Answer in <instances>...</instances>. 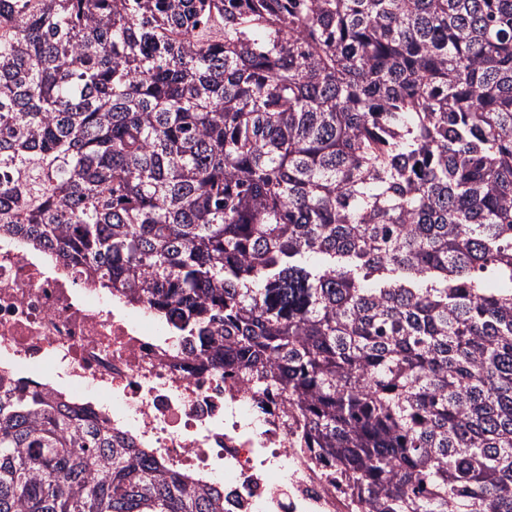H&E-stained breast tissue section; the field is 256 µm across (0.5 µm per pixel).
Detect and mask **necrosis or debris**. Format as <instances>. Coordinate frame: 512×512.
Masks as SVG:
<instances>
[{
    "label": "necrosis or debris",
    "mask_w": 512,
    "mask_h": 512,
    "mask_svg": "<svg viewBox=\"0 0 512 512\" xmlns=\"http://www.w3.org/2000/svg\"><path fill=\"white\" fill-rule=\"evenodd\" d=\"M0 376L54 391L171 474L218 492L224 512H346L303 457L274 393L210 361L195 337L148 305L104 294L83 265L0 237Z\"/></svg>",
    "instance_id": "4bbe7bcc"
}]
</instances>
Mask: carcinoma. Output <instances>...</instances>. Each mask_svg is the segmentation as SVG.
<instances>
[{
  "label": "carcinoma",
  "instance_id": "carcinoma-1",
  "mask_svg": "<svg viewBox=\"0 0 512 512\" xmlns=\"http://www.w3.org/2000/svg\"><path fill=\"white\" fill-rule=\"evenodd\" d=\"M5 233L283 397L352 512H512V0H0ZM0 512L224 502L0 381Z\"/></svg>",
  "mask_w": 512,
  "mask_h": 512
}]
</instances>
